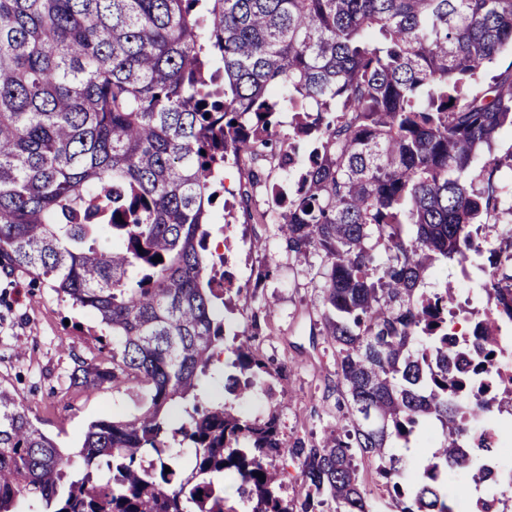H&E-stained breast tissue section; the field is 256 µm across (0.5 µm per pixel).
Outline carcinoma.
<instances>
[{"label": "carcinoma", "mask_w": 512, "mask_h": 512, "mask_svg": "<svg viewBox=\"0 0 512 512\" xmlns=\"http://www.w3.org/2000/svg\"><path fill=\"white\" fill-rule=\"evenodd\" d=\"M507 45L512 0H0V264L112 337L108 365L76 358L69 386L135 382L144 394L139 412L89 426L70 473L0 385V512L26 497L47 512H235L226 477L251 512H314L322 496L333 512H372L357 453L398 512H457L439 484L448 464L479 485L500 452L476 437L462 457L460 418L502 401L459 393L453 294L421 284L436 261L482 254L512 195L492 154L512 127V64L474 88ZM294 158L278 223L288 251L321 256L349 424L286 450L276 415L205 407L196 390L224 344L212 301L225 258L209 251L224 163L253 164L258 185L265 164ZM499 236L483 284L496 311L476 321L485 364L499 319H512V228ZM231 352L227 394L272 396L247 343ZM435 426L414 467L390 453ZM285 451L307 487L298 505L278 495L272 460Z\"/></svg>", "instance_id": "obj_1"}]
</instances>
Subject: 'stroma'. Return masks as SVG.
<instances>
[{
    "label": "stroma",
    "instance_id": "35a3bbf8",
    "mask_svg": "<svg viewBox=\"0 0 512 512\" xmlns=\"http://www.w3.org/2000/svg\"><path fill=\"white\" fill-rule=\"evenodd\" d=\"M245 165L224 167L227 208H216L210 226L213 252L223 254L225 269L237 286L230 292V306L213 305L224 321L225 347L236 346L244 336L253 354L267 362V384L278 389L275 398L262 390L234 400L235 413L249 419L278 417L286 447L276 457L280 495L288 502L300 500L305 489L298 465L288 453L301 443L319 445L331 428L347 425L338 403L336 354L323 334L320 258L316 252L297 255L288 250L273 221L278 206L273 187L294 185L297 172L266 168L265 180L250 186ZM269 221H260L261 213ZM485 257L472 264H434L426 273V290L452 288L456 319L474 316L488 305L479 288L484 278ZM272 273H265V266ZM93 364L106 362L108 349L99 342L95 319L85 310L62 301L45 282L32 275L0 267V384L21 398L31 417L65 452H77L91 422L136 413L138 387L68 390L61 384L73 364V355Z\"/></svg>",
    "mask_w": 512,
    "mask_h": 512
}]
</instances>
